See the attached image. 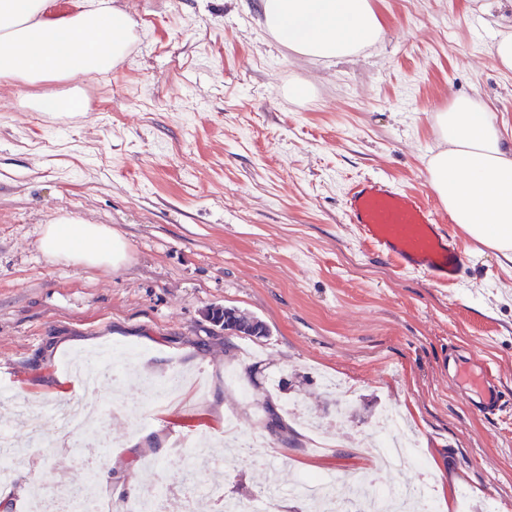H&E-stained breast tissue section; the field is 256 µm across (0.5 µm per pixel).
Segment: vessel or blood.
<instances>
[{
	"mask_svg": "<svg viewBox=\"0 0 512 512\" xmlns=\"http://www.w3.org/2000/svg\"><path fill=\"white\" fill-rule=\"evenodd\" d=\"M348 223L356 225L368 243L378 247L405 271L420 272L436 282H459L464 256L435 210L419 194L363 179L349 188L345 199ZM453 375L468 374L478 394L473 406L481 414L496 413L502 398L491 369L472 359H454Z\"/></svg>",
	"mask_w": 512,
	"mask_h": 512,
	"instance_id": "1",
	"label": "vessel or blood"
}]
</instances>
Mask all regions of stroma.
<instances>
[{
	"label": "stroma",
	"mask_w": 512,
	"mask_h": 512,
	"mask_svg": "<svg viewBox=\"0 0 512 512\" xmlns=\"http://www.w3.org/2000/svg\"><path fill=\"white\" fill-rule=\"evenodd\" d=\"M127 8L134 41L115 71L81 83L87 112H35L25 86L0 87V427L26 446L18 404L95 402L97 480L109 512L165 487L164 512H185L208 478L175 455L191 436L225 461L224 411L254 435L255 458L226 463L225 495L258 500L332 473L368 488L432 481L433 512H512V263L455 224L466 266L453 288L402 273L364 250L343 211L348 186L380 177L439 200L425 159L436 112L475 96L512 128V74L490 49L512 31V0H373L381 42L343 60L306 62L263 27L259 0H109ZM311 84L295 101L292 83ZM69 216L105 224L126 245L117 269L47 258L43 225ZM230 307L268 336H229L206 318ZM133 350L144 381L128 417L112 379L86 391L77 355ZM463 355L493 367L508 402L477 414ZM182 392H151L172 373ZM340 383L358 413L323 411L322 382ZM272 406L283 437L262 423ZM399 419L424 470L373 465L381 412ZM84 442L36 448L34 464L85 477Z\"/></svg>",
	"instance_id": "35a3bbf8"
}]
</instances>
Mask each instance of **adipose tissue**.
Masks as SVG:
<instances>
[{
  "mask_svg": "<svg viewBox=\"0 0 512 512\" xmlns=\"http://www.w3.org/2000/svg\"><path fill=\"white\" fill-rule=\"evenodd\" d=\"M54 0H0V81L35 86L77 75L91 79L117 68L133 40L129 15L106 0L58 11ZM266 29L306 59L358 55L380 41L373 0H260ZM438 147L426 165L429 185L452 223L512 261V137L487 118L485 104L455 94L437 112ZM50 259L119 268L122 238L104 224L61 218L39 240Z\"/></svg>",
  "mask_w": 512,
  "mask_h": 512,
  "instance_id": "1",
  "label": "adipose tissue"
}]
</instances>
